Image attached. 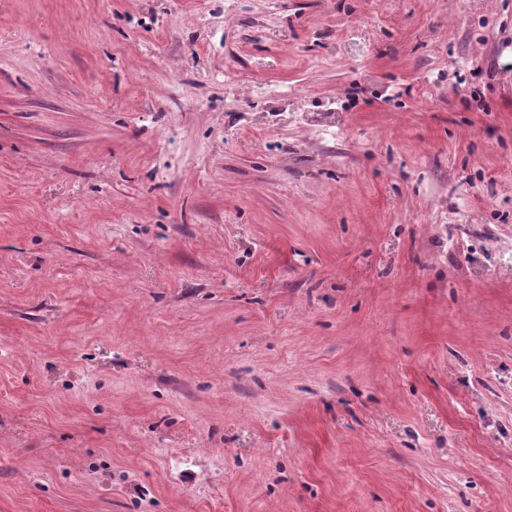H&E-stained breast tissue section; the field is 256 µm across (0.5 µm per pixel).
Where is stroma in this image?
Listing matches in <instances>:
<instances>
[{"instance_id":"35a3bbf8","label":"stroma","mask_w":512,"mask_h":512,"mask_svg":"<svg viewBox=\"0 0 512 512\" xmlns=\"http://www.w3.org/2000/svg\"><path fill=\"white\" fill-rule=\"evenodd\" d=\"M0 512H512V0H0Z\"/></svg>"}]
</instances>
